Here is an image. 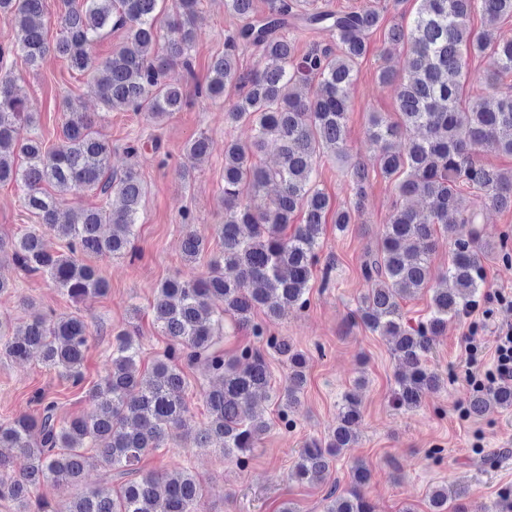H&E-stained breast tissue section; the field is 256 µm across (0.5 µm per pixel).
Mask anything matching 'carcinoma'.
I'll return each mask as SVG.
<instances>
[{
	"label": "carcinoma",
	"mask_w": 512,
	"mask_h": 512,
	"mask_svg": "<svg viewBox=\"0 0 512 512\" xmlns=\"http://www.w3.org/2000/svg\"><path fill=\"white\" fill-rule=\"evenodd\" d=\"M159 2L64 0L62 36L53 43L44 34L42 0H0V12L11 15L22 32L19 51L28 66L35 69L49 56L63 59L71 70L91 77L106 110L146 112L160 121L185 103L177 69H190L200 0H172L168 13L159 10ZM417 2L411 19L384 29L377 10L303 11L300 0H267L260 14L254 0H224L241 25L225 39L224 52L212 57L206 94L215 100L236 92L225 120L246 122L254 134L247 144L224 142V223L217 227L223 250L207 276L170 278L156 288L150 310L169 346L150 371L139 369L135 332L119 331L110 367L87 391L91 411L60 421L58 402L39 395V415L0 423V500L13 502L15 512H199L203 493L194 475L184 470L144 473L142 458L166 447L176 433L191 438L197 448L220 450L229 460L256 448L270 424L254 405L272 390L271 374L257 351L244 348L224 355V322L235 331L262 336L264 326L254 322L257 311L275 321L285 309L306 305L332 209L317 184L318 160L326 154L338 161L347 157L350 87L371 36L380 30L385 43L408 53V73L400 75L382 56L377 77L396 86L397 119L371 117L366 142L372 167H352L355 204L336 211L335 227L342 233L355 223L370 171L394 182L399 203L376 252L363 264L371 287L357 317L390 340L401 363L393 390L397 406L416 409L425 392L444 386V378L425 360L434 338L478 302L485 287L482 257L490 248L481 239L480 209L466 202L462 189L479 190L484 203L498 209L512 208V172L477 159L484 150L512 155V93L462 99L470 55L489 60V87L512 76V36L498 32V25L512 18V0ZM476 11L487 29L475 34L468 20ZM295 27L326 29L334 44L300 56L287 35ZM108 29L125 30V39L98 61L91 48ZM243 47L258 53V68L241 70ZM315 79L317 90L303 93ZM95 126V115L72 106L60 143L47 148L15 77L0 67V182L24 185V207L39 223L15 239L0 237V256L47 276L72 299L108 291L99 270L83 257L128 254L145 197L134 168L110 171L112 147ZM271 142L279 153L274 167L260 158ZM18 155L25 159L22 168L15 167ZM270 186L276 194L267 209L257 211L244 201V190L258 195ZM85 190L102 196V205L61 210L64 196ZM298 212L302 222L288 235ZM105 224L111 227L107 235L102 234ZM44 228L66 242L68 253L47 248ZM440 233L448 237L450 255L439 277L443 286L435 287L431 252ZM203 250V240L187 231L185 260H196ZM425 290L432 292L430 310L413 326L401 301ZM27 307L29 319L18 333L0 323V354L24 359L38 352L72 386L83 387L90 349L87 323L73 314L49 316L32 302ZM270 345L285 357L287 381L277 398L282 410L292 414L301 406L307 360L286 340L273 339ZM195 364L205 365L214 379L205 393L208 418L201 425L193 423L184 399L183 366ZM493 405L512 407V385L474 392L468 410L480 416ZM359 420L360 401L350 390L343 395L336 428L304 443L292 477L307 484L323 482L336 458L356 443ZM87 448L96 449L107 468L105 485L62 507L36 496L46 484L63 488L78 483ZM114 476L124 480L116 490L108 486ZM370 476L366 464H356L350 487L342 492L334 487L326 496L325 512H375L363 493ZM464 495L451 486L436 487L428 494L429 512H464Z\"/></svg>",
	"instance_id": "obj_1"
}]
</instances>
